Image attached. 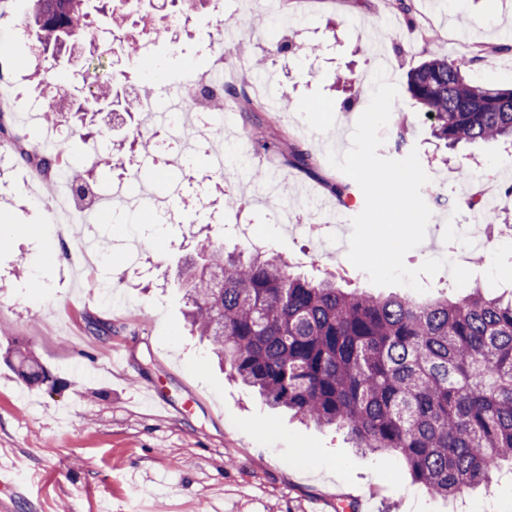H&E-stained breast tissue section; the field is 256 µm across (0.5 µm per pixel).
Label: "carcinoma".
<instances>
[{"label":"carcinoma","instance_id":"obj_1","mask_svg":"<svg viewBox=\"0 0 512 512\" xmlns=\"http://www.w3.org/2000/svg\"><path fill=\"white\" fill-rule=\"evenodd\" d=\"M119 0H33L24 27L59 59L82 44L92 13L126 16ZM145 39L117 36L122 55L144 65ZM463 65L433 56L408 74L407 90L433 114L447 146L512 138V89L474 85ZM87 76L60 84L57 99L78 112L125 104L110 81L84 90ZM246 118L262 111L242 86L227 85ZM314 150L291 148V164L311 169ZM207 264L187 270L190 331L206 339L228 374L273 408L321 427H342L355 447L396 451L435 497L488 485L512 463V300L479 290L450 300L346 292L331 277L301 279L279 255L225 253L206 240Z\"/></svg>","mask_w":512,"mask_h":512}]
</instances>
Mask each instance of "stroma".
<instances>
[{
	"instance_id": "35a3bbf8",
	"label": "stroma",
	"mask_w": 512,
	"mask_h": 512,
	"mask_svg": "<svg viewBox=\"0 0 512 512\" xmlns=\"http://www.w3.org/2000/svg\"><path fill=\"white\" fill-rule=\"evenodd\" d=\"M31 0H8L0 10V86L22 87L25 96L50 101L54 83H38L32 63L38 43L24 32ZM223 20V42L245 44L246 55L224 58V78L243 63L259 90H273L295 106L275 113L269 128L273 150L259 148L249 124L225 106L223 145L235 149L237 166L224 178L197 163L174 198V220L139 224L135 213L99 230L110 266L98 271L119 298L100 303L98 291L75 273L87 228L74 224L55 234L44 182L27 165L10 160L0 170V470L12 474L13 491L0 490L11 512H128L131 504L152 512H512V472L490 488L470 489L454 501L429 496L410 477L402 459L385 452L359 453L343 431L321 429L271 410L256 394L225 377L217 363H203L204 346L185 324L178 286L185 259L196 256L200 238L227 252L260 249L282 256L308 277L335 274L347 288H370L345 254H323L319 217L336 212L329 183L345 175L327 160L344 153L369 104L355 86L376 68L375 42L389 48L387 76L399 97L383 131L381 156L394 157L393 132L406 128L410 144L441 197L487 177L512 186V142L477 141L447 147L437 140L422 107L407 91V73L432 56L456 58L463 45L512 43V0H416L406 19L391 0H211L190 26L157 42L154 70L111 57L109 44L72 52L68 71H85L90 53L107 58V75L124 95L139 98L183 90L201 78L215 57L211 23ZM267 19L264 27L255 18ZM293 46L274 53L277 42ZM466 76L485 87L512 88V52L468 64ZM108 139L88 144L62 130L72 156L92 158L95 170L113 179L140 177L146 189L161 181L159 166L131 144L140 120L115 106L101 112ZM316 151L318 165L305 172L289 165L291 142ZM263 180H254L255 171ZM277 193L267 195L266 176ZM239 224L260 225L256 244L236 234ZM512 202L488 222L494 236L485 250L456 254L462 233L479 227L461 212L449 223L435 210L421 246L405 257L408 267L426 259L459 260L471 284L488 297L512 296ZM142 241L141 272L128 267L123 243L131 231ZM116 326L102 338L89 321ZM29 357L50 375L32 384L19 373ZM153 386L172 406L164 413L137 393Z\"/></svg>"
}]
</instances>
